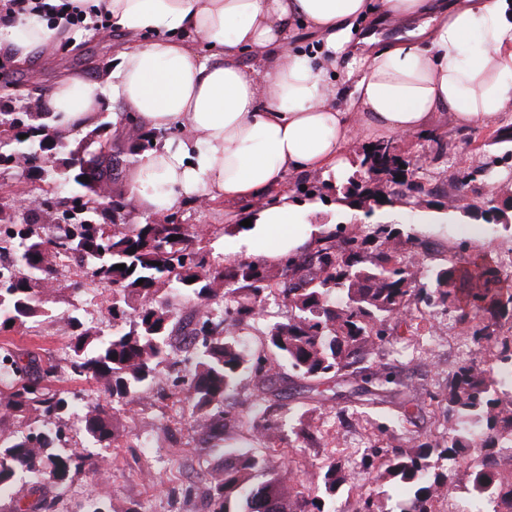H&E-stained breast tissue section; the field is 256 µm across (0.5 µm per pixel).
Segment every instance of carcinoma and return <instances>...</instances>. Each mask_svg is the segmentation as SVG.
<instances>
[{
	"mask_svg": "<svg viewBox=\"0 0 512 512\" xmlns=\"http://www.w3.org/2000/svg\"><path fill=\"white\" fill-rule=\"evenodd\" d=\"M43 112H0V166L16 168L15 154L24 153L21 171L31 179L53 175L80 192L69 206L46 198L40 206L17 214L0 207L4 249L14 258L13 270L0 280V331L25 327L48 318L51 297L59 281L63 257L74 259L82 279L68 288L76 295L83 280L110 287L106 322H129L126 330L106 336L97 325L72 313L65 318L69 336L70 371L99 384L98 400L81 420L84 436L103 448L120 447L116 406L139 400L148 385L168 386L166 396L187 407L194 432L224 449V466L205 478L208 512H327L319 496L300 490L294 469L282 461L290 477L257 483L255 478L273 468V455L230 443L229 430L238 418L224 409V400L248 369L259 378L260 402L276 391L277 368L287 366L308 381L359 380L360 396L373 395L393 385L404 394L401 382L381 366L366 362L377 344L407 323L414 310L441 307L454 314L462 334L485 348L492 365L485 368L467 360L453 374L448 393V443L438 457L448 461V473L435 471L425 443L410 450L378 448L385 457L381 478L414 488V498L402 512H433L434 502L449 491L452 465L479 441L483 463L472 471L474 495L494 504L493 512H512V478L498 470L500 450L512 445V336L502 334L503 322L512 324V288L500 277L499 262L476 256L465 264L457 255L467 250L460 243L448 250L446 262L427 263L429 247L393 224L337 228L324 236L313 252L281 260L275 266L246 261L207 264L197 258L206 231L188 224L132 222L135 210L123 183L124 168L116 165L129 155L153 147L155 135L143 132L125 144L112 141V122L89 131L62 156L66 145L50 137L39 122ZM112 143V155L96 160L86 170L83 158L98 141ZM498 158L478 163L459 159L449 188L464 193L471 183L485 182L483 203L493 202L498 184ZM405 161L393 140H380L365 150L360 166L364 176L349 177L339 187L336 202L372 211L373 206L414 204L423 185L403 168ZM88 176L89 181H81ZM481 206L448 202V215L472 220ZM483 212V211H481ZM487 224L512 225V204L491 205L483 212ZM177 239L170 240V237ZM123 264L120 270L116 265ZM194 282H188V279ZM143 283H138V280ZM169 289L193 303L191 315L177 318V308L164 294ZM278 293L288 301L291 315L264 332V345L279 358L269 367L237 335L262 312L264 299ZM185 353L192 368L184 375H166L161 366L173 353ZM0 512H51L56 501L47 498V486L65 487L72 474L84 467L104 476L99 461L83 443L69 452H53L60 431L48 428L73 407L71 392L52 390L47 382L57 366L37 357L22 358L6 351L0 355ZM281 403L266 405L253 431L266 443L278 439L277 412ZM12 420L21 426L7 431ZM20 474L34 478L31 493L37 498L3 496ZM343 481L336 462L325 466L322 483L333 496Z\"/></svg>",
	"mask_w": 512,
	"mask_h": 512,
	"instance_id": "1",
	"label": "carcinoma"
}]
</instances>
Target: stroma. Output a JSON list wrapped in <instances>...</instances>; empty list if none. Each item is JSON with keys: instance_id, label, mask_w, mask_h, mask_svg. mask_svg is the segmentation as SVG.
Segmentation results:
<instances>
[{"instance_id": "35a3bbf8", "label": "stroma", "mask_w": 512, "mask_h": 512, "mask_svg": "<svg viewBox=\"0 0 512 512\" xmlns=\"http://www.w3.org/2000/svg\"><path fill=\"white\" fill-rule=\"evenodd\" d=\"M127 44L125 35L113 31L110 38L99 36L96 24L83 23L70 27L69 33L59 44L52 46L46 60H16L0 51V80L9 78L18 82L12 91H0V109L8 112L23 111L29 97H41L66 72L85 70L96 79L109 77L115 60ZM489 130L471 128L461 130L447 120H438L426 134L398 139L399 153L410 170L426 176L427 183L437 185L439 194L431 196L430 209L443 212L448 208L446 190L452 164L457 157L478 159L476 144L487 141ZM452 140L453 147L439 165V176L429 175L430 165L426 155L434 148L436 140ZM338 183L335 173L323 176L317 193L324 205L314 220L332 230L342 225L380 222L396 224L399 216L387 207L375 208L372 215L355 210L339 209L336 203ZM74 185L62 181L31 180L16 169L0 168V206L18 207L22 200L33 197L59 198L75 194ZM250 202L235 203L192 201L158 215V223L175 221L193 226L206 225L210 235L205 247L207 260L224 254V238L231 233L232 225L241 223L248 215ZM403 230L427 241L434 250V260L448 255L450 247L464 242L468 256L487 253L502 255L512 249V231L495 224L473 221L462 224L449 221L445 224L415 226L407 224ZM108 292L102 286L90 284L83 298L69 304L66 296L55 297L49 319L30 324L18 332L0 333V352L33 353L42 360L52 361L61 367L52 386L93 395L95 384L71 375L67 360L68 338L61 325L62 317L72 308H79L86 321L97 320L100 306ZM460 333L454 319L438 308L426 310L419 327L398 328L375 352L373 364L392 371L405 385L416 390L418 405L410 407L408 422L398 423L402 409L398 402L378 406H360L345 402L335 395L337 386L329 382L317 391L306 389V382L283 371L278 384L279 393L288 398V412L283 418L280 454L294 462L303 489L311 495L322 492L319 474L328 461L339 462L344 482L336 493L338 512H355L359 493L357 484L370 480L380 512H400L412 488L386 480L376 481L381 471V458L376 451L386 445L407 447L413 441L444 447L448 439V414L444 406L433 400L434 394L446 392L448 381L460 361L452 350V342ZM443 337L442 346H434V337ZM253 373H245L237 390L227 399L229 409L240 418L234 431L238 442L254 445L252 424L259 412L254 400ZM125 428L121 447L107 450L94 449V456H107L112 472L111 500L114 512H128L137 504H144L147 512H208L201 496L207 472L224 463V452L209 447L180 419L170 399L161 397L157 387H146L143 400L134 412H119ZM305 420L313 434L312 440H297L292 432L298 420Z\"/></svg>"}]
</instances>
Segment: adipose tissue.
Here are the masks:
<instances>
[{
    "mask_svg": "<svg viewBox=\"0 0 512 512\" xmlns=\"http://www.w3.org/2000/svg\"><path fill=\"white\" fill-rule=\"evenodd\" d=\"M129 43L112 79L72 71L45 95V123L92 127L105 101L144 129H176L131 167L138 210L163 214L200 197L253 203L225 258L268 265L316 247L315 201L290 176L343 167L361 137H407L440 117L491 128L512 108V0H76ZM396 29L374 48L368 20ZM314 48H299L298 30ZM42 12L0 19V49L19 59L64 37ZM206 43L202 54L194 42ZM343 66V85L329 78Z\"/></svg>",
    "mask_w": 512,
    "mask_h": 512,
    "instance_id": "1",
    "label": "adipose tissue"
}]
</instances>
